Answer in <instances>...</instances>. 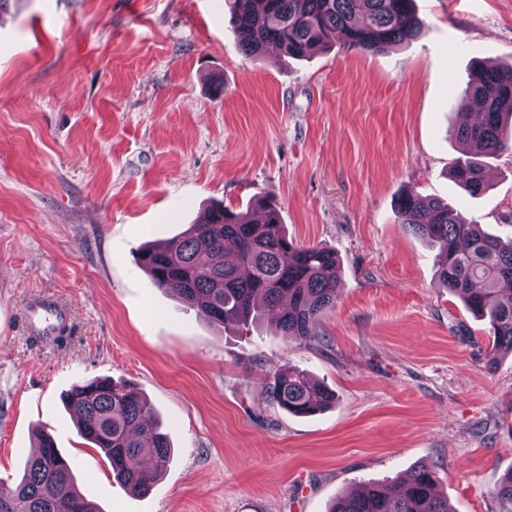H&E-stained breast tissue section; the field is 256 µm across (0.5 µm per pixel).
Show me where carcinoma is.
Masks as SVG:
<instances>
[{
  "instance_id": "1",
  "label": "carcinoma",
  "mask_w": 512,
  "mask_h": 512,
  "mask_svg": "<svg viewBox=\"0 0 512 512\" xmlns=\"http://www.w3.org/2000/svg\"><path fill=\"white\" fill-rule=\"evenodd\" d=\"M233 27L248 57L276 46L290 58L327 48L340 35L344 47L379 52L416 37L422 21L413 0H233ZM479 118L458 127L456 139L470 152L450 164L458 184L472 194L485 190L482 159L512 151L503 136L512 124V61L480 65L461 99ZM400 223L438 247L439 283L474 314L488 319L487 368L512 354V241L504 244L479 224L436 198L406 193L395 204ZM264 220L228 207L206 212L176 240L141 252L151 285L194 306L223 326L272 316L282 335L306 339L319 316L336 304L340 263L319 245L302 246L281 228L277 206L263 203ZM270 397L295 416H313L335 402V394L299 370L281 371ZM81 437L107 457L112 473L132 495L149 490L172 461L168 437L149 415L148 401L126 381L95 378L63 396ZM39 454L26 463L20 482L0 480V512H97L74 484L72 464L51 436H38ZM330 512H452L437 491L435 472L417 467L401 484L370 485L339 496Z\"/></svg>"
}]
</instances>
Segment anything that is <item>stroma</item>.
I'll return each instance as SVG.
<instances>
[{
  "instance_id": "stroma-1",
  "label": "stroma",
  "mask_w": 512,
  "mask_h": 512,
  "mask_svg": "<svg viewBox=\"0 0 512 512\" xmlns=\"http://www.w3.org/2000/svg\"><path fill=\"white\" fill-rule=\"evenodd\" d=\"M420 34L378 53L244 56L228 0H11L0 15V478L37 432L98 512H328L360 486L432 469L453 512H512V355L485 366V321L438 282L437 248L394 209L447 200L512 240V152L471 196L449 174L477 63L512 60V0H414ZM277 203L289 238L336 251L341 281L314 336L271 319L208 322L152 287L138 258L221 204ZM50 295L71 339L26 304ZM298 368L336 394L308 417L269 399ZM130 381L173 461L132 496L61 395Z\"/></svg>"
}]
</instances>
